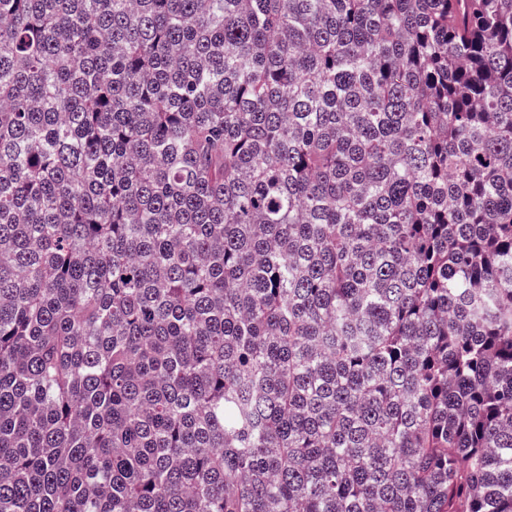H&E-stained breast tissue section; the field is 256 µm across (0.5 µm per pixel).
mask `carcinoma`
I'll return each instance as SVG.
<instances>
[{"instance_id":"carcinoma-1","label":"carcinoma","mask_w":512,"mask_h":512,"mask_svg":"<svg viewBox=\"0 0 512 512\" xmlns=\"http://www.w3.org/2000/svg\"><path fill=\"white\" fill-rule=\"evenodd\" d=\"M0 512H512V0H0Z\"/></svg>"}]
</instances>
